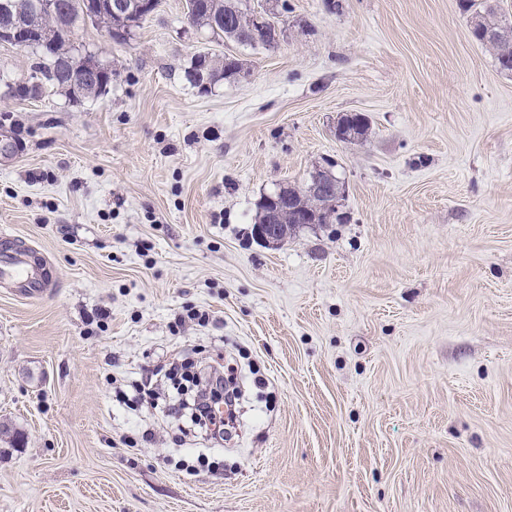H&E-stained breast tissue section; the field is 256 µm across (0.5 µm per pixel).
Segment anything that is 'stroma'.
Masks as SVG:
<instances>
[{
	"label": "stroma",
	"instance_id": "35a3bbf8",
	"mask_svg": "<svg viewBox=\"0 0 512 512\" xmlns=\"http://www.w3.org/2000/svg\"><path fill=\"white\" fill-rule=\"evenodd\" d=\"M243 4L279 43L161 0L126 41L75 29L98 99L0 93V248L52 280L0 288V512H512V74L461 0ZM203 53L242 70L195 85ZM42 60L0 44V80ZM318 168L332 223L257 242L260 198ZM219 353L245 369L222 447L162 413L165 376L132 404Z\"/></svg>",
	"mask_w": 512,
	"mask_h": 512
}]
</instances>
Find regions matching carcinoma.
I'll return each instance as SVG.
<instances>
[{"label":"carcinoma","mask_w":512,"mask_h":512,"mask_svg":"<svg viewBox=\"0 0 512 512\" xmlns=\"http://www.w3.org/2000/svg\"><path fill=\"white\" fill-rule=\"evenodd\" d=\"M31 0H0V24L5 18H24L30 14ZM195 4L194 25L214 35L222 36L237 43L253 40L264 43L263 35L251 29V10L242 7V0H192ZM467 11L481 17V22L473 25L472 34L481 43L491 47L500 70L512 73V23H506L497 17L490 0H462ZM91 22L101 28L114 30L118 40H124L131 34V17L115 15L108 6L100 8L95 15L85 14V0H55L54 9L38 18V25L51 44L48 62L37 66L28 81L47 83L51 88L66 95H72L74 80L89 71V66L99 60L92 54H82L69 42L67 30L78 22ZM240 71L239 60L226 56L217 60L211 56H196L192 72L193 80L202 84L204 80L216 77L230 79ZM303 208L322 213V223L331 221L332 211L325 207L322 200L303 196Z\"/></svg>","instance_id":"obj_1"}]
</instances>
